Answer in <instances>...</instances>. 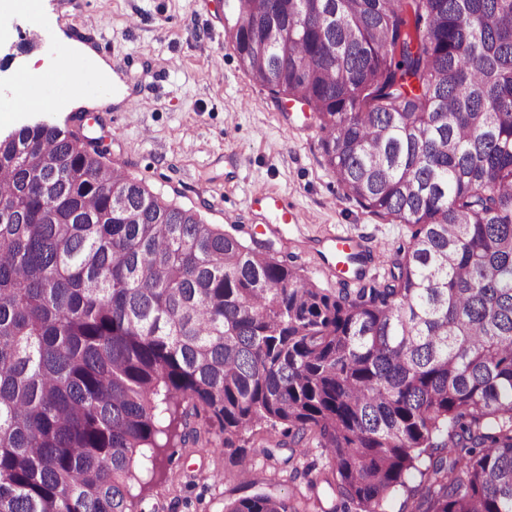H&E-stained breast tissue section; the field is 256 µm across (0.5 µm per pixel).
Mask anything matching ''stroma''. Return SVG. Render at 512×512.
<instances>
[{
    "mask_svg": "<svg viewBox=\"0 0 512 512\" xmlns=\"http://www.w3.org/2000/svg\"><path fill=\"white\" fill-rule=\"evenodd\" d=\"M40 18L21 20L11 58L0 55V109L11 110L30 68L63 77V48L83 46L108 67L106 89L54 107L20 112L0 133L46 121L81 137L103 139L111 164L163 200L200 210L207 223L238 225L242 239L274 241L280 256L321 287L360 288L383 281L391 250L408 225L380 218L345 196L326 165L322 131L310 113L254 84L224 38L220 0H42ZM293 204L301 223H282L274 199ZM352 232L376 257L364 279L338 275L332 235ZM326 468L320 449L291 462L207 442L168 449L156 474L130 492L137 512H224L249 495L235 480L248 465L261 490L305 491L293 468Z\"/></svg>",
    "mask_w": 512,
    "mask_h": 512,
    "instance_id": "35a3bbf8",
    "label": "stroma"
}]
</instances>
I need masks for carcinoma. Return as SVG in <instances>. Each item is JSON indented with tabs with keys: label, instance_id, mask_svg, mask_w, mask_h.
I'll return each instance as SVG.
<instances>
[{
	"label": "carcinoma",
	"instance_id": "obj_1",
	"mask_svg": "<svg viewBox=\"0 0 512 512\" xmlns=\"http://www.w3.org/2000/svg\"><path fill=\"white\" fill-rule=\"evenodd\" d=\"M224 36L409 241L332 293L71 132H9L0 512H134L135 457L197 442L192 414L328 460L332 506L309 465L310 494L224 512H512V0H224Z\"/></svg>",
	"mask_w": 512,
	"mask_h": 512
}]
</instances>
